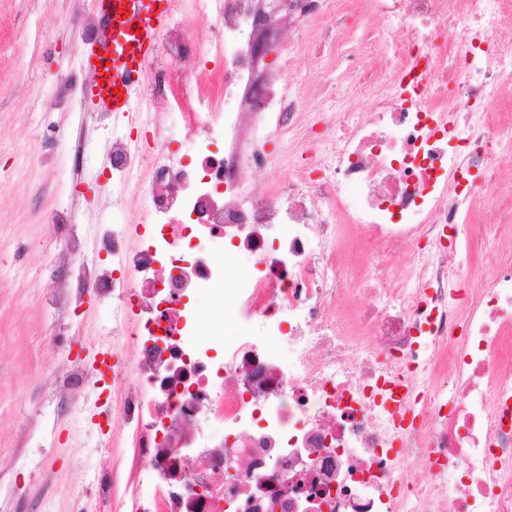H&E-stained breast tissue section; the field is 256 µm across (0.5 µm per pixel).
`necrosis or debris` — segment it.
<instances>
[{
    "instance_id": "4bbe7bcc",
    "label": "necrosis or debris",
    "mask_w": 512,
    "mask_h": 512,
    "mask_svg": "<svg viewBox=\"0 0 512 512\" xmlns=\"http://www.w3.org/2000/svg\"><path fill=\"white\" fill-rule=\"evenodd\" d=\"M276 3L319 48L305 88L239 105L259 0H175L142 94L153 113L187 105L184 158L145 120L158 150L134 182L143 155L113 140V189L150 205L96 231L111 265L49 217L116 315L111 407L138 512H512V188L483 216L473 179L512 177V0ZM189 15L224 55L223 107L189 77ZM374 41L379 68L360 70ZM246 167L288 176L249 193ZM243 254L255 265L234 272Z\"/></svg>"
}]
</instances>
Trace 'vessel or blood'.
<instances>
[{
	"label": "vessel or blood",
	"mask_w": 512,
	"mask_h": 512,
	"mask_svg": "<svg viewBox=\"0 0 512 512\" xmlns=\"http://www.w3.org/2000/svg\"><path fill=\"white\" fill-rule=\"evenodd\" d=\"M173 0H92L106 17L110 35L91 46L82 60L94 81L88 92L99 111L137 121L143 110L139 96L143 65L154 55L158 35L170 17Z\"/></svg>",
	"instance_id": "1"
}]
</instances>
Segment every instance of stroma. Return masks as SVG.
<instances>
[{
	"instance_id": "obj_1",
	"label": "stroma",
	"mask_w": 512,
	"mask_h": 512,
	"mask_svg": "<svg viewBox=\"0 0 512 512\" xmlns=\"http://www.w3.org/2000/svg\"><path fill=\"white\" fill-rule=\"evenodd\" d=\"M88 0H0V512H73L95 499L101 465L129 471L133 437L88 427L52 384L71 341L109 342L112 305L80 293L42 211L69 209L78 231L137 223L147 202L113 194L109 145L140 135L117 118L72 112L49 97L80 70L90 26H73ZM85 141L83 175L62 187L60 155Z\"/></svg>"
}]
</instances>
